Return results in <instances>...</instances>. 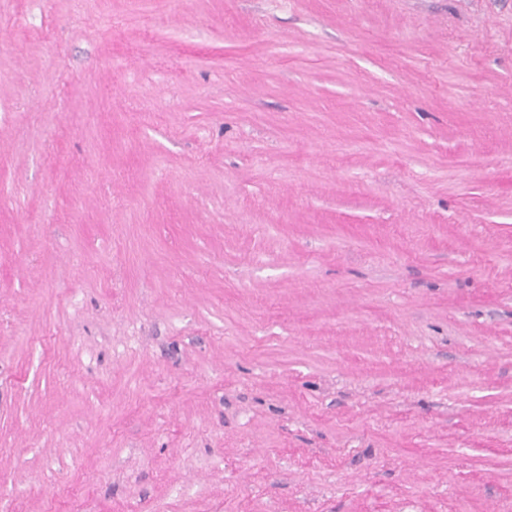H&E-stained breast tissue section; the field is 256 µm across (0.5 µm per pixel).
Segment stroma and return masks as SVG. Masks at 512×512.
I'll list each match as a JSON object with an SVG mask.
<instances>
[{
    "label": "stroma",
    "instance_id": "stroma-1",
    "mask_svg": "<svg viewBox=\"0 0 512 512\" xmlns=\"http://www.w3.org/2000/svg\"><path fill=\"white\" fill-rule=\"evenodd\" d=\"M0 512H512V0H0Z\"/></svg>",
    "mask_w": 512,
    "mask_h": 512
}]
</instances>
